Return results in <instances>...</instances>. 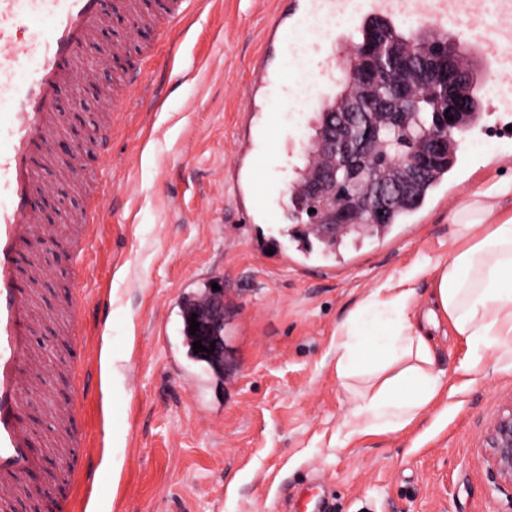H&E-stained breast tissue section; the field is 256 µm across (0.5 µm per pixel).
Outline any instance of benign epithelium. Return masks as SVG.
<instances>
[{
    "mask_svg": "<svg viewBox=\"0 0 512 512\" xmlns=\"http://www.w3.org/2000/svg\"><path fill=\"white\" fill-rule=\"evenodd\" d=\"M433 53L446 59L447 67H439L432 59L414 62L387 41L381 24H372L353 72L356 99L340 114H325L319 145L322 161L304 186L305 208L330 212L327 224L316 223L314 214H309L324 240H335L339 228L353 223H379L392 203L410 200L416 182L440 153L448 151L451 135L464 130L466 117L455 85L461 80L472 82L474 72L456 67L457 50L450 42H436ZM412 66L434 94L448 98V109L430 114L420 105L413 87L399 78ZM409 112L416 113L414 133L422 139L416 154L393 152L391 165L404 176L393 182L374 179L362 160L374 157L378 141L391 145L397 140V129ZM196 321L195 339L207 348L215 343V350L203 351L201 357H209L215 370L224 371L223 290L208 294V307L197 312ZM485 448L489 468L501 483L512 487V395L490 423Z\"/></svg>",
    "mask_w": 512,
    "mask_h": 512,
    "instance_id": "benign-epithelium-1",
    "label": "benign epithelium"
}]
</instances>
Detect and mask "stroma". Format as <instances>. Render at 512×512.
Here are the masks:
<instances>
[{
  "mask_svg": "<svg viewBox=\"0 0 512 512\" xmlns=\"http://www.w3.org/2000/svg\"><path fill=\"white\" fill-rule=\"evenodd\" d=\"M293 0H204L148 66L143 100L116 112L108 93L121 63L102 57L122 23L87 51L99 80L61 103L68 138L89 152L85 182L62 181L39 160L51 185L43 219L68 235L67 213L105 192L81 290L80 325L101 352L82 420L94 443L73 482L62 459L44 457L43 502L61 512H294L298 492L320 487L329 512H512V487L492 476L484 433L512 393V367L488 354L462 369L470 351L437 331L429 341L450 397L396 432L346 437L352 400L336 376V330L371 290L426 258L454 248L453 216L471 191L512 177V144L479 135L467 147L460 193L398 224L381 241L346 245L339 262L304 257L286 230L292 205L280 187L306 161L316 107L282 112L255 140L272 187L275 223L243 214L227 173L250 68L274 12ZM114 112L110 142L98 117ZM46 272L34 310L35 343L47 370L77 357L62 325L47 320L68 286L71 257L45 247ZM224 290L223 375L188 359L181 301Z\"/></svg>",
  "mask_w": 512,
  "mask_h": 512,
  "instance_id": "obj_1",
  "label": "stroma"
}]
</instances>
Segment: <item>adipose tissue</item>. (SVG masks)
<instances>
[{"instance_id": "obj_1", "label": "adipose tissue", "mask_w": 512, "mask_h": 512, "mask_svg": "<svg viewBox=\"0 0 512 512\" xmlns=\"http://www.w3.org/2000/svg\"><path fill=\"white\" fill-rule=\"evenodd\" d=\"M512 180L476 189L455 214L457 245L447 259L424 261L372 292L336 331V375L362 379L351 391L350 428L394 431L438 402L446 385L428 343V328L447 324L470 348V368L487 353L512 359V216L499 201ZM429 275L433 305L420 311L412 281Z\"/></svg>"}]
</instances>
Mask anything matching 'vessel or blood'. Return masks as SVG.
Wrapping results in <instances>:
<instances>
[{"mask_svg": "<svg viewBox=\"0 0 512 512\" xmlns=\"http://www.w3.org/2000/svg\"><path fill=\"white\" fill-rule=\"evenodd\" d=\"M198 0H167L163 18L134 10L130 0H0V512H12L15 501L38 493L35 476L42 452L37 434L24 410L41 395L45 348L35 344L31 308L43 274L38 264L19 266L24 246L50 243L53 234L42 222L37 199L45 187L38 180L34 160L48 152L63 125L60 112L64 91L76 79L92 83L97 74L80 70L84 51L95 45L113 17L127 23L131 36L150 29L164 43L197 5ZM345 14L348 23L332 27L325 36L331 47L329 62L348 83L343 50L352 45L368 23L380 21L385 30L405 36L415 25L441 37L470 36L483 68L481 91L512 81V0H305L299 16L278 14L264 34L265 61L251 68V89L245 109L276 112L291 99L274 104L268 94L276 82L268 58L296 46L309 20L320 11ZM45 29L33 26L35 18ZM145 73L134 69L112 102L122 109L135 98ZM95 220L91 211L71 218L75 233L64 245L81 254L87 229ZM75 386L70 404L56 411V435L67 447L90 448L79 421L90 389L86 364L74 367Z\"/></svg>", "mask_w": 512, "mask_h": 512, "instance_id": "1", "label": "vessel or blood"}]
</instances>
